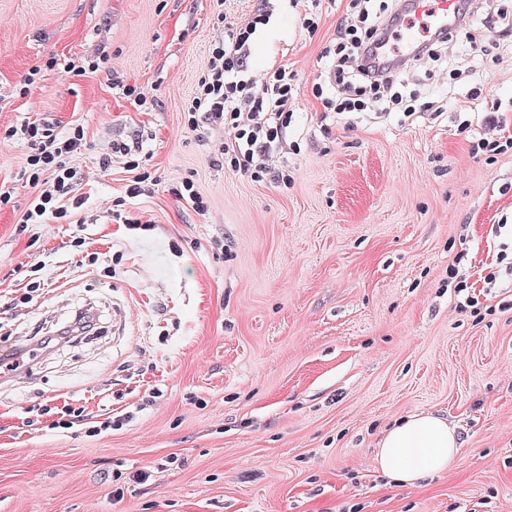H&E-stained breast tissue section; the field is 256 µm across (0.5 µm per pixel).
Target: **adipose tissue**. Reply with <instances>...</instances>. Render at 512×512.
Wrapping results in <instances>:
<instances>
[{
	"label": "adipose tissue",
	"mask_w": 512,
	"mask_h": 512,
	"mask_svg": "<svg viewBox=\"0 0 512 512\" xmlns=\"http://www.w3.org/2000/svg\"><path fill=\"white\" fill-rule=\"evenodd\" d=\"M376 464L390 480L405 485L457 469L460 447L456 429L439 415H410L384 434Z\"/></svg>",
	"instance_id": "adipose-tissue-1"
}]
</instances>
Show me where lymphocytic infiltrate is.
Returning a JSON list of instances; mask_svg holds the SVG:
<instances>
[{
	"instance_id": "f902f5d3",
	"label": "lymphocytic infiltrate",
	"mask_w": 512,
	"mask_h": 512,
	"mask_svg": "<svg viewBox=\"0 0 512 512\" xmlns=\"http://www.w3.org/2000/svg\"><path fill=\"white\" fill-rule=\"evenodd\" d=\"M371 0H356V19L340 25L339 44L331 64L336 81L337 114L357 112L361 102L357 89L375 90L393 86L400 78L398 66L381 65L377 44L386 27L385 21H370ZM265 14L254 13L242 26L225 24L223 38L215 41L206 74L197 82L188 110L187 124L198 129L202 124H218L227 130L222 153L230 168L255 181L287 183L283 171L267 162L272 143L279 140L291 122L300 90L295 75L287 66L273 67L264 81L247 77L244 71L246 46ZM369 20L359 29V20ZM31 143L24 172L38 192L23 215L27 224L68 220L67 209L60 207L62 195L73 189L76 172L72 156L85 148L83 129L77 128L64 139L58 138L45 123H31L21 130Z\"/></svg>"
}]
</instances>
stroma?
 <instances>
[{
    "label": "stroma",
    "mask_w": 512,
    "mask_h": 512,
    "mask_svg": "<svg viewBox=\"0 0 512 512\" xmlns=\"http://www.w3.org/2000/svg\"><path fill=\"white\" fill-rule=\"evenodd\" d=\"M305 7L0 0V353L43 346L0 385V512H512V149L472 148L512 138V41L488 31L512 21V0H475L440 60L408 69L413 120L379 113L370 91L344 115L311 96L316 83L336 95L330 62L354 9L322 0L312 34ZM260 8L271 18L247 75L280 61L303 92L271 158L285 185L225 168L222 127L185 120L224 35L217 14ZM99 52L105 68L65 72ZM42 121L85 132L67 224L21 221L35 190L19 130ZM117 144L148 161L138 196ZM187 178L206 214L174 195ZM452 265L480 316L458 306ZM69 407L85 419L59 428ZM429 412L455 426L461 467L391 483L379 440Z\"/></svg>",
    "instance_id": "35a3bbf8"
}]
</instances>
